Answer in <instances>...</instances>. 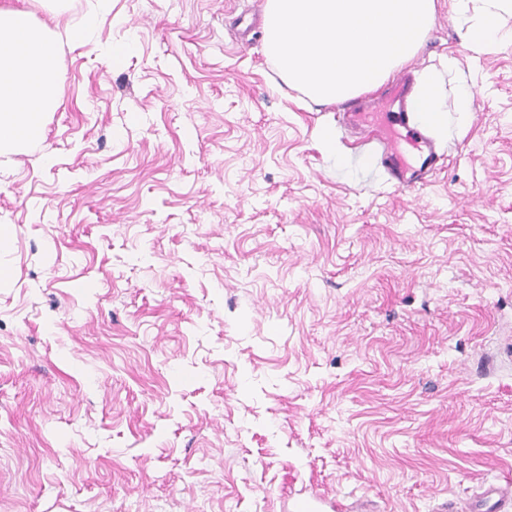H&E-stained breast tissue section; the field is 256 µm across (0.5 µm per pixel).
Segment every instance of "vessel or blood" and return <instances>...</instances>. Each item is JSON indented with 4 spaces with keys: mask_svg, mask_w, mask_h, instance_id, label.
<instances>
[{
    "mask_svg": "<svg viewBox=\"0 0 512 512\" xmlns=\"http://www.w3.org/2000/svg\"><path fill=\"white\" fill-rule=\"evenodd\" d=\"M409 93L401 77L389 91L390 100L398 105L396 111L376 114L354 105L344 114L346 124L360 130L359 145L366 157L380 160L399 188L426 184L440 159L431 132L407 110Z\"/></svg>",
    "mask_w": 512,
    "mask_h": 512,
    "instance_id": "b4317fda",
    "label": "vessel or blood"
}]
</instances>
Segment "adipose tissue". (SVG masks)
<instances>
[{"label": "adipose tissue", "mask_w": 512, "mask_h": 512, "mask_svg": "<svg viewBox=\"0 0 512 512\" xmlns=\"http://www.w3.org/2000/svg\"><path fill=\"white\" fill-rule=\"evenodd\" d=\"M483 19L466 24V45L482 51L500 40L498 12L512 0H489ZM63 0H0V152L41 140L45 121L59 103L63 87L57 78L60 45L37 17V10L60 11ZM411 109L430 130L444 124V102L436 72L425 71L411 99Z\"/></svg>", "instance_id": "1"}]
</instances>
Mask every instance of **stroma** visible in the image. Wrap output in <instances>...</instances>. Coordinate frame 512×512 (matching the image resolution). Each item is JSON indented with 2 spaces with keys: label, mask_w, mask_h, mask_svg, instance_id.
I'll use <instances>...</instances> for the list:
<instances>
[{
  "label": "stroma",
  "mask_w": 512,
  "mask_h": 512,
  "mask_svg": "<svg viewBox=\"0 0 512 512\" xmlns=\"http://www.w3.org/2000/svg\"><path fill=\"white\" fill-rule=\"evenodd\" d=\"M93 5L38 12L64 96L0 153V512H462L512 487V42L466 48L436 0L405 69L471 110L397 188L282 79L266 0Z\"/></svg>",
  "instance_id": "stroma-1"
}]
</instances>
